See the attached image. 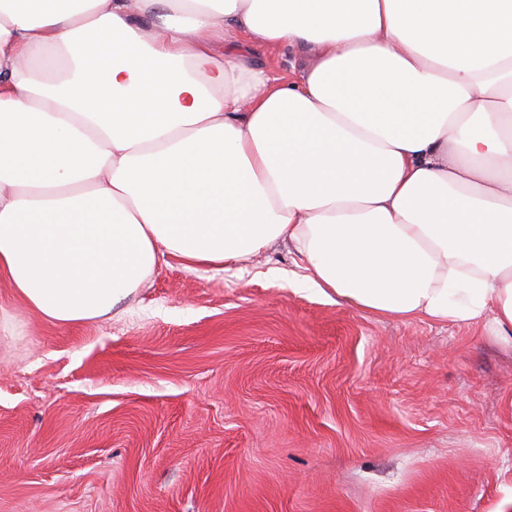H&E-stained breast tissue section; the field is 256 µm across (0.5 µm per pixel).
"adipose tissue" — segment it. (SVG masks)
<instances>
[{"label":"adipose tissue","instance_id":"ef3b65f1","mask_svg":"<svg viewBox=\"0 0 512 512\" xmlns=\"http://www.w3.org/2000/svg\"><path fill=\"white\" fill-rule=\"evenodd\" d=\"M280 241L326 297L512 348V0H0L17 298L90 321ZM242 49L272 76L286 79L298 78L304 64L303 58L290 48H269L244 44Z\"/></svg>","mask_w":512,"mask_h":512}]
</instances>
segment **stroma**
<instances>
[{
	"label": "stroma",
	"mask_w": 512,
	"mask_h": 512,
	"mask_svg": "<svg viewBox=\"0 0 512 512\" xmlns=\"http://www.w3.org/2000/svg\"><path fill=\"white\" fill-rule=\"evenodd\" d=\"M247 52L286 79L304 64ZM302 273L283 244L221 269L173 257L70 325L0 279V512H497L512 349Z\"/></svg>",
	"instance_id": "35a3bbf8"
}]
</instances>
